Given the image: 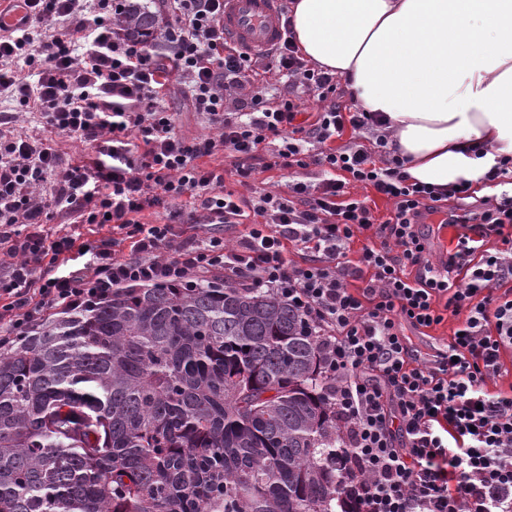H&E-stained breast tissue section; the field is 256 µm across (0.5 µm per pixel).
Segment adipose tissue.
<instances>
[{
    "mask_svg": "<svg viewBox=\"0 0 512 512\" xmlns=\"http://www.w3.org/2000/svg\"><path fill=\"white\" fill-rule=\"evenodd\" d=\"M296 43L382 113L413 180L481 186L512 157V0H294Z\"/></svg>",
    "mask_w": 512,
    "mask_h": 512,
    "instance_id": "1",
    "label": "adipose tissue"
}]
</instances>
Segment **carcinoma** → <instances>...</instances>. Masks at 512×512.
Masks as SVG:
<instances>
[{
  "label": "carcinoma",
  "mask_w": 512,
  "mask_h": 512,
  "mask_svg": "<svg viewBox=\"0 0 512 512\" xmlns=\"http://www.w3.org/2000/svg\"><path fill=\"white\" fill-rule=\"evenodd\" d=\"M334 387L264 288H121L0 349V512H356Z\"/></svg>",
  "instance_id": "cac0c4a2"
}]
</instances>
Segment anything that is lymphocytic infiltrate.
<instances>
[{
	"instance_id": "1",
	"label": "lymphocytic infiltrate",
	"mask_w": 512,
	"mask_h": 512,
	"mask_svg": "<svg viewBox=\"0 0 512 512\" xmlns=\"http://www.w3.org/2000/svg\"><path fill=\"white\" fill-rule=\"evenodd\" d=\"M25 2L29 26L0 37V97L92 155L75 162L49 140L0 130V347L120 288H187L215 274L268 288L321 338L356 512H512V396L486 389L512 348V290L501 288L512 280V196L473 200L481 236L501 242L496 252L468 246L433 262L421 226L472 199L469 185L411 181L380 115L336 105L339 80L300 53L288 7L285 38L266 55L287 89L268 98L255 88L257 56L224 38V0H160L159 25L144 41L116 26L128 0ZM25 67L36 83L22 77ZM174 84L213 135L177 132L163 99ZM232 89L250 95L231 106ZM301 89L320 104L309 119ZM348 129L374 135L373 148L336 146ZM220 153L234 158L240 186L260 167L282 172L287 194L225 189L223 169L200 163ZM311 167L319 183L303 180ZM353 183L392 201L385 221L350 193ZM185 196L197 202L192 211L179 206ZM156 209L165 221L145 222ZM57 217L111 233L80 244L50 233ZM187 224L245 231L231 245L185 234ZM364 231L372 242L349 259ZM292 246L312 248L310 262L290 260ZM75 251L88 262L59 273ZM448 312L463 320L447 350L433 367L414 363L401 322L429 328Z\"/></svg>"
}]
</instances>
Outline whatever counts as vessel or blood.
I'll return each mask as SVG.
<instances>
[{
	"mask_svg": "<svg viewBox=\"0 0 512 512\" xmlns=\"http://www.w3.org/2000/svg\"><path fill=\"white\" fill-rule=\"evenodd\" d=\"M12 11L0 10V34L29 24L24 0H12ZM281 0H224L225 37L254 54L269 52L281 39Z\"/></svg>",
	"mask_w": 512,
	"mask_h": 512,
	"instance_id": "b4317fda",
	"label": "vessel or blood"
}]
</instances>
